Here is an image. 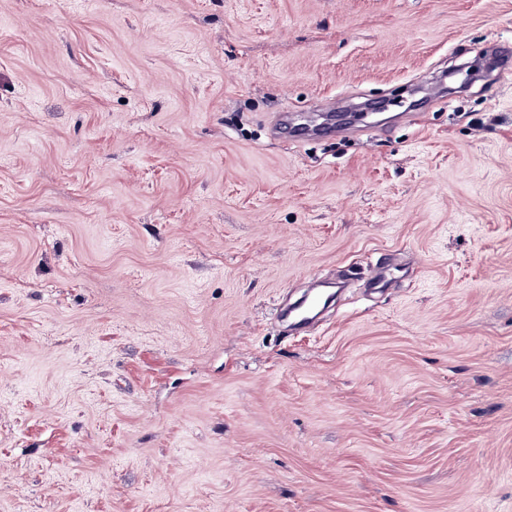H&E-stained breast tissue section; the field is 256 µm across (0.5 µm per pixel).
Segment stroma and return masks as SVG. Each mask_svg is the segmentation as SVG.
I'll use <instances>...</instances> for the list:
<instances>
[{
	"label": "stroma",
	"mask_w": 512,
	"mask_h": 512,
	"mask_svg": "<svg viewBox=\"0 0 512 512\" xmlns=\"http://www.w3.org/2000/svg\"><path fill=\"white\" fill-rule=\"evenodd\" d=\"M502 40L512 0H0V512H512Z\"/></svg>",
	"instance_id": "obj_1"
}]
</instances>
